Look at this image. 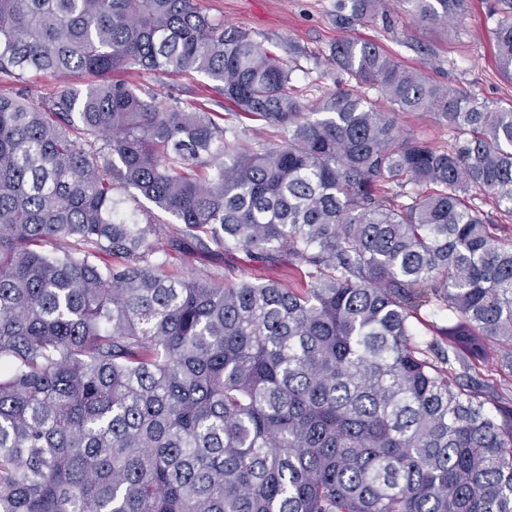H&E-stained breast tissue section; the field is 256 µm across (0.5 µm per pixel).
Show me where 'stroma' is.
I'll return each instance as SVG.
<instances>
[{
    "mask_svg": "<svg viewBox=\"0 0 512 512\" xmlns=\"http://www.w3.org/2000/svg\"><path fill=\"white\" fill-rule=\"evenodd\" d=\"M495 2L462 0L461 10L447 20L422 22L412 16L406 0H384L387 22L352 30L336 23L338 0H199V5L213 20L249 32L265 51L289 60L294 68L292 86L302 102L311 106L336 89L340 75L330 59V48L342 39L372 41L401 64L480 99L512 101V82L501 76L494 58ZM116 77L163 105L221 113L224 125L236 127L245 144H273L281 139L279 130L264 121L234 114L204 75L146 77L120 71ZM164 270L185 278L210 277L227 286L244 278L297 285L287 266L261 263L241 250L202 251L190 242L171 251Z\"/></svg>",
    "mask_w": 512,
    "mask_h": 512,
    "instance_id": "1",
    "label": "stroma"
}]
</instances>
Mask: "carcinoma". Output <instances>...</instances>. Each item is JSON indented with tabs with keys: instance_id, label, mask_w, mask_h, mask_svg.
Here are the masks:
<instances>
[{
	"instance_id": "cac0c4a2",
	"label": "carcinoma",
	"mask_w": 512,
	"mask_h": 512,
	"mask_svg": "<svg viewBox=\"0 0 512 512\" xmlns=\"http://www.w3.org/2000/svg\"><path fill=\"white\" fill-rule=\"evenodd\" d=\"M340 2L345 29L382 5ZM494 12L512 81V0ZM330 56L348 85L308 112L197 0H0V74L66 79L0 93V512H512V242L472 203L512 216V101L370 42ZM124 69L203 74L285 139L244 145ZM414 112L448 148L402 131ZM131 189L303 286L164 274L159 227L112 217ZM59 85L56 76L47 72L29 71L25 75L24 83L19 86L26 87L35 99L47 97L53 93Z\"/></svg>"
}]
</instances>
